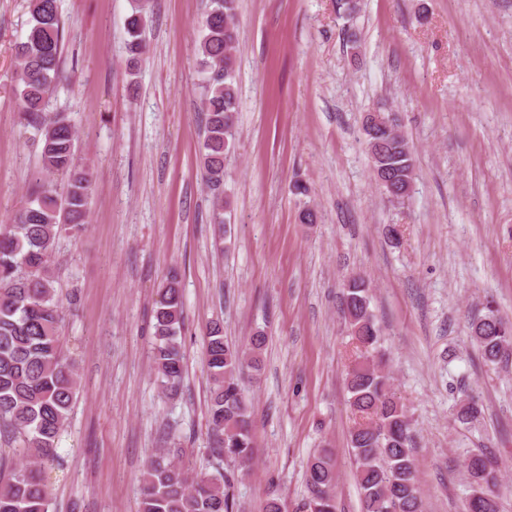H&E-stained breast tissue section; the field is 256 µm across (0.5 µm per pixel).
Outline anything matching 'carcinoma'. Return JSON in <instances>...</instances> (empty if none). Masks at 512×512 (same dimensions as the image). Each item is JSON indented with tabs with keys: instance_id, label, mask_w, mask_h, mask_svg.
Wrapping results in <instances>:
<instances>
[{
	"instance_id": "1",
	"label": "carcinoma",
	"mask_w": 512,
	"mask_h": 512,
	"mask_svg": "<svg viewBox=\"0 0 512 512\" xmlns=\"http://www.w3.org/2000/svg\"><path fill=\"white\" fill-rule=\"evenodd\" d=\"M28 29L15 45L18 67L14 87L20 114L36 129L41 147V177L11 223L0 226V425L16 434L13 460L0 475V512H53L45 462L55 459L59 439L77 399L74 364L64 357L59 325L63 303L53 268L56 240L80 232L87 223L93 189L90 171L75 162L76 131L67 113L45 112L49 92L61 77L64 23L57 0H27ZM238 0H209L196 41V59L205 75L201 111L203 179L211 192V220L224 224V160L234 141L239 99L236 87ZM147 9L137 4L126 19L128 68H137L148 52L143 37ZM366 148L375 179L385 194L413 188L416 158L400 131H369ZM66 177L64 189L50 179ZM369 287L360 276L344 284L343 313L357 353L347 373L349 402L356 416L350 447L361 491V512H423L414 463L415 434L407 410L394 389L380 349L381 328L370 308ZM184 292L177 268L159 283L153 310L157 381L175 395L184 376L182 329ZM470 336L485 362L499 364L512 355V325L489 305L471 321ZM266 337L250 338L248 350L224 339L214 322L204 337L210 380L208 421L217 437L215 451L239 464L253 455L254 420L242 392L245 370L261 369L259 354ZM481 413L474 398L460 406L457 419L467 424ZM466 469L472 493L459 512H497L498 484L493 461L471 456ZM235 472L216 470L193 478L176 448L152 457L144 472L137 512H237L230 493ZM309 498L300 512H336L333 490L336 463L323 450L307 464Z\"/></svg>"
}]
</instances>
